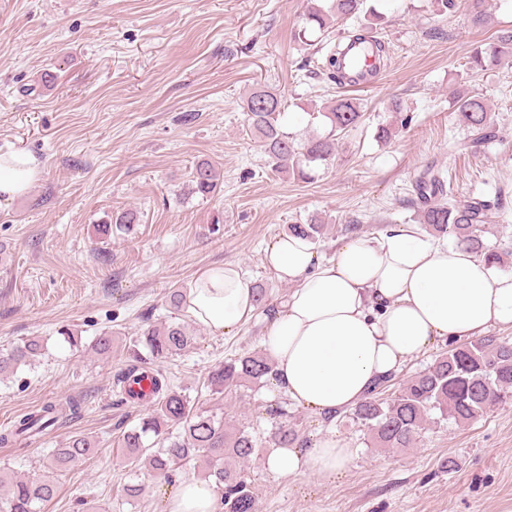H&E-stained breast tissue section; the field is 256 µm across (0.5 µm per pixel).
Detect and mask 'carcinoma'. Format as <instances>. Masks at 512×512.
<instances>
[{
    "mask_svg": "<svg viewBox=\"0 0 512 512\" xmlns=\"http://www.w3.org/2000/svg\"><path fill=\"white\" fill-rule=\"evenodd\" d=\"M366 0H329L325 7L310 0L304 23L296 33L304 44L318 32L325 34L340 22L366 11L372 20L384 21L374 8H365ZM484 0H469L468 21L475 27L488 23ZM512 59V29H502L487 48L476 47L471 53V68L486 70ZM264 105H259V102ZM469 140L466 149L476 150L496 138V123L484 100L477 95H459L455 100ZM286 105L280 95L257 86L244 101L249 132L263 143L269 164L274 170L288 172L303 181L316 176V169L328 166L336 157V132L356 125L361 119L359 103L345 95L338 96L318 113L330 131L304 143L296 142L283 123ZM218 190L213 167L197 164L192 173L191 193L210 197ZM420 195L422 228L438 237L451 235L474 253L498 265L501 255L489 249L482 239V224L491 208L500 201L478 198L454 200L447 196L444 181L432 175L417 187ZM139 223L137 212L125 210L114 223L97 225V233L107 238L112 227L130 229ZM323 230L322 221L311 218L305 224H290L288 232L317 242ZM195 343V336L176 322L143 328L129 349L131 364L117 376L122 394L131 401L150 403L151 413L142 424L122 434L121 448L128 461L147 470L156 478L170 480L176 470L190 461L205 464L204 478L211 479L222 493L225 512H253L254 499L250 486L240 473L224 466V460L247 461L255 452L254 436L246 427L224 422L217 414L175 389L166 375L148 366L139 347L149 351L153 359H167L181 354ZM41 350L37 339L6 351L0 350V375L32 359ZM273 364L265 353L235 355L208 376L214 391L240 385L262 386L272 376ZM152 380L148 395L130 390L144 377ZM512 399V343L494 336L483 337L438 354L433 363L400 384L390 378L377 383L368 396L353 409L352 418L371 434L380 448H412L423 424L432 411L457 424L469 423L493 406ZM62 406L48 402L38 411L23 416L14 429L0 433V445L7 446L19 438H35L47 434L59 423ZM267 414L276 419L272 433L273 446H304L297 424L283 406L270 407ZM96 452L89 437L76 434L65 447L53 450L48 469L61 470L92 456ZM57 492L54 480L47 476L25 479L0 471V512H44V506Z\"/></svg>",
    "mask_w": 512,
    "mask_h": 512,
    "instance_id": "carcinoma-1",
    "label": "carcinoma"
}]
</instances>
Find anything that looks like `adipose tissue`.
<instances>
[{"label":"adipose tissue","mask_w":512,"mask_h":512,"mask_svg":"<svg viewBox=\"0 0 512 512\" xmlns=\"http://www.w3.org/2000/svg\"><path fill=\"white\" fill-rule=\"evenodd\" d=\"M39 170L21 151L0 153V200L27 194ZM287 299L267 320L262 345L274 362L272 394L326 417L355 407L375 382L437 341L463 340L512 326V273L468 247L420 236L402 225L375 238L347 237L333 257L305 237L284 233L265 249ZM187 311L210 331L231 334L251 320L255 292L238 265L206 268L187 288ZM353 450L334 433L270 449L269 471L336 476ZM214 483L180 481L166 512H219Z\"/></svg>","instance_id":"ef3b65f1"}]
</instances>
